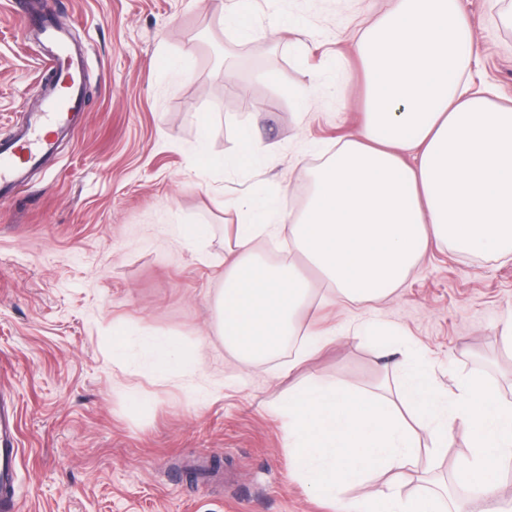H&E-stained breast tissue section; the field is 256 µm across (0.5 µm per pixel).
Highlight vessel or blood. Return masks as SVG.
<instances>
[{
  "label": "vessel or blood",
  "mask_w": 512,
  "mask_h": 512,
  "mask_svg": "<svg viewBox=\"0 0 512 512\" xmlns=\"http://www.w3.org/2000/svg\"><path fill=\"white\" fill-rule=\"evenodd\" d=\"M40 35L54 48L50 58L55 73L57 90L48 91L40 112L16 137L0 141V203L11 201L13 188L27 168L39 163L51 146L45 135L48 127L62 126L82 108V65L68 45L65 37L39 14L29 19ZM16 409L7 398L0 396V512L13 506L12 490L16 481L14 462L20 455L18 441L11 430Z\"/></svg>",
  "instance_id": "1"
}]
</instances>
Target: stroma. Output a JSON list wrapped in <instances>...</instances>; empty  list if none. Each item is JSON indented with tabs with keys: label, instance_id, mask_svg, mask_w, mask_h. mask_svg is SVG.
Returning <instances> with one entry per match:
<instances>
[{
	"label": "stroma",
	"instance_id": "35a3bbf8",
	"mask_svg": "<svg viewBox=\"0 0 512 512\" xmlns=\"http://www.w3.org/2000/svg\"><path fill=\"white\" fill-rule=\"evenodd\" d=\"M0 0V138L41 108L51 52L25 13L51 22L83 52L84 107L0 204V392L17 400L20 512H337L288 472L277 404L289 388L374 389L388 352L364 327L406 336L440 391L481 377L512 401V353L498 340L512 312V255L433 246L400 294L345 304L299 252L289 217L304 202L301 166H315L363 121L366 90L352 38L378 0H257L258 33L225 28V0ZM478 54L468 76L494 101L512 99V0H462ZM296 34L269 35L272 19ZM252 128L267 151L235 176L217 159ZM280 200L262 257L311 281L301 332L334 339L291 366L290 348L245 366L224 348L216 298L224 286V223L245 194ZM206 225L196 245L178 234ZM128 334V368L112 363L113 330ZM198 346L193 377L150 372L141 336ZM468 452L448 448L404 478L413 494L437 482L471 512L479 491L453 480Z\"/></svg>",
	"mask_w": 512,
	"mask_h": 512
}]
</instances>
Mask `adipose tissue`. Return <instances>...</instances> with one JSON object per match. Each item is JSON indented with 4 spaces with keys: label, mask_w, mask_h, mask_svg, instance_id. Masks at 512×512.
Masks as SVG:
<instances>
[{
    "label": "adipose tissue",
    "mask_w": 512,
    "mask_h": 512,
    "mask_svg": "<svg viewBox=\"0 0 512 512\" xmlns=\"http://www.w3.org/2000/svg\"><path fill=\"white\" fill-rule=\"evenodd\" d=\"M477 52L459 0H389L366 21L357 54L367 77L360 131L321 166L306 168L307 199L289 235L340 301L388 298L431 243L467 253L512 254V104L472 91L466 69ZM274 200L240 198L233 243L224 254V287L216 298L224 347L250 364L274 353L299 327L312 288L293 265H268L254 245L271 236ZM160 379L195 371V348L171 336L142 337ZM404 401L421 411L408 425L392 400L363 388L312 385L279 407L288 466L340 512H440L428 494L376 489L377 471L402 474L420 452L417 432L433 450L449 446L452 425L470 431L458 482L481 493L480 512H508L497 496L512 471V403L488 396L471 379L434 391L417 356L394 362Z\"/></svg>",
    "instance_id": "1"
}]
</instances>
